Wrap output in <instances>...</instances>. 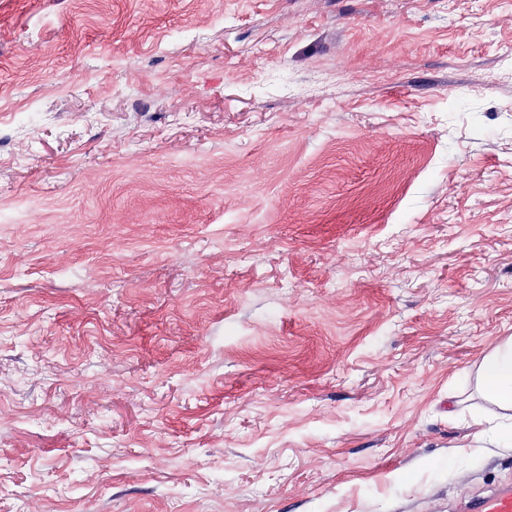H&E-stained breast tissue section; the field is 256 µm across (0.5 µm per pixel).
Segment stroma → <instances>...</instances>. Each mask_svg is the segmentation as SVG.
<instances>
[{
    "instance_id": "stroma-1",
    "label": "stroma",
    "mask_w": 512,
    "mask_h": 512,
    "mask_svg": "<svg viewBox=\"0 0 512 512\" xmlns=\"http://www.w3.org/2000/svg\"><path fill=\"white\" fill-rule=\"evenodd\" d=\"M509 336L512 0H0V512H467ZM478 382L486 400L512 411V336L482 358Z\"/></svg>"
}]
</instances>
